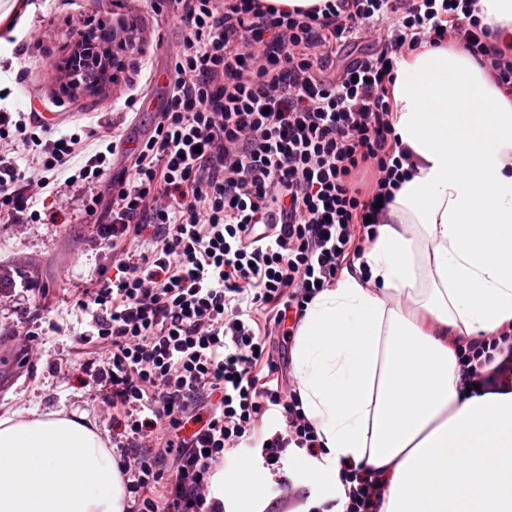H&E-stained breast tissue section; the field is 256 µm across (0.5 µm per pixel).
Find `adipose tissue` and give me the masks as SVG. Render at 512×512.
<instances>
[{
	"label": "adipose tissue",
	"instance_id": "1",
	"mask_svg": "<svg viewBox=\"0 0 512 512\" xmlns=\"http://www.w3.org/2000/svg\"><path fill=\"white\" fill-rule=\"evenodd\" d=\"M409 181L354 269L309 303L292 373L321 459L387 482L378 512H512V390H464L453 340L512 324V100L461 45L394 87ZM88 415L0 414V512H126Z\"/></svg>",
	"mask_w": 512,
	"mask_h": 512
}]
</instances>
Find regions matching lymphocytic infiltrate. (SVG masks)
I'll list each match as a JSON object with an SVG mask.
<instances>
[{
	"label": "lymphocytic infiltrate",
	"mask_w": 512,
	"mask_h": 512,
	"mask_svg": "<svg viewBox=\"0 0 512 512\" xmlns=\"http://www.w3.org/2000/svg\"><path fill=\"white\" fill-rule=\"evenodd\" d=\"M476 2L172 0L184 34L167 101L124 153L117 124L53 139L35 112L0 107L1 224L55 220L36 204L60 181L114 177L111 205L95 192L85 204L109 261L72 302L89 317L78 366L104 391L129 512H224L213 478L254 449L275 477L274 512L308 499L284 463L317 457L318 439L267 342L359 259L377 202L408 179L393 123L401 64L456 40L512 96V55ZM86 36L67 69L111 78V29ZM366 38L371 52L336 67ZM485 349L458 345L463 385L512 377L507 362L487 369ZM339 480L341 512H377L378 472L344 467Z\"/></svg>",
	"instance_id": "obj_1"
}]
</instances>
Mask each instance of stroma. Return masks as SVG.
<instances>
[{
    "instance_id": "stroma-1",
    "label": "stroma",
    "mask_w": 512,
    "mask_h": 512,
    "mask_svg": "<svg viewBox=\"0 0 512 512\" xmlns=\"http://www.w3.org/2000/svg\"><path fill=\"white\" fill-rule=\"evenodd\" d=\"M11 12L15 28L0 22V88L9 96L0 106L33 109L52 134L73 132L76 126H96L114 121L123 135L122 148L133 147L148 135L157 112L167 98L169 50L181 37L179 26L169 20V0H14ZM139 22L144 52L132 57L119 83L108 85L104 94L63 92L57 75L49 68L72 42L75 21L111 24L113 14ZM132 90L133 108H126L121 95ZM87 185L62 186L53 199L61 211L60 223H0V282L22 273L48 295L40 304L47 320L68 328L65 336L46 332L41 338L40 358L35 366L22 363L9 332L25 297L0 291V413L37 406L43 410L85 412L103 430L112 421L104 414L102 391L76 369L72 336L84 327L85 316L63 303L57 291L59 276H66L70 290L80 288L100 263V254L89 249L85 239L93 219L84 211Z\"/></svg>"
}]
</instances>
